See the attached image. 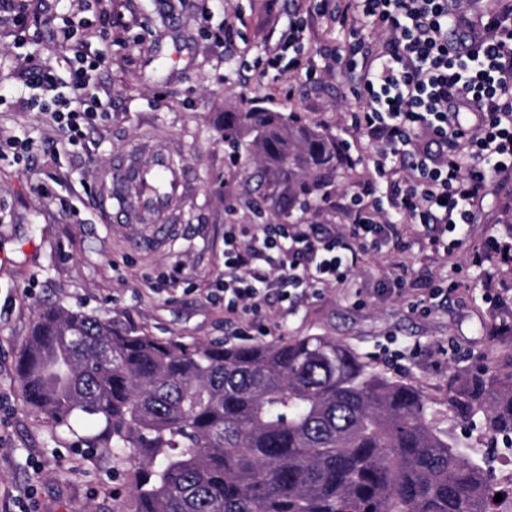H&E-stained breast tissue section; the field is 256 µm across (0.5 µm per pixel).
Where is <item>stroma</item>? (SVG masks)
Returning <instances> with one entry per match:
<instances>
[{
  "mask_svg": "<svg viewBox=\"0 0 512 512\" xmlns=\"http://www.w3.org/2000/svg\"><path fill=\"white\" fill-rule=\"evenodd\" d=\"M112 13V56L102 74L112 103L107 120L88 126L76 145L51 153L49 113L21 108L16 99L31 63L11 51L15 16L27 19L35 63L65 73L66 41L56 17L79 14L81 0H8L0 6V512H133L139 470L123 455H103L79 426L53 431L32 413L16 380V363L36 310L80 309L101 318L183 342L232 341L224 315V227L275 224L265 199L262 164L253 146L233 151L224 141V115L242 103L299 113L321 132L351 142L364 161L324 171L328 193L352 192L370 168L372 147L346 125L352 99L323 46L349 39L330 17L317 18V37L299 49L276 50L288 26L290 0H100ZM237 24L233 41L212 34ZM312 58L316 77L289 70L292 57ZM149 138L178 151L199 194L180 223L105 224L97 211L101 171L122 147ZM27 139L29 158L9 146ZM405 268L384 255L359 253L347 281L282 315L271 300L255 317L250 340L329 336L378 370L416 387L444 427L476 440L449 411L448 377L482 365L493 354L499 371L512 368V264L471 267L473 252L512 239V175L497 178L460 247L435 254L412 225ZM403 275V295H385L384 282ZM448 281L432 299L433 279ZM429 298L420 314L413 300ZM413 344L417 357L397 358Z\"/></svg>",
  "mask_w": 512,
  "mask_h": 512,
  "instance_id": "1",
  "label": "stroma"
}]
</instances>
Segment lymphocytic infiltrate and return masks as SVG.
I'll return each mask as SVG.
<instances>
[{"mask_svg":"<svg viewBox=\"0 0 512 512\" xmlns=\"http://www.w3.org/2000/svg\"><path fill=\"white\" fill-rule=\"evenodd\" d=\"M336 21L354 32L368 21L386 33L325 51L337 62L362 58L352 86L359 104L346 122L376 149L370 176L342 206L343 237L394 258L404 253L406 222L425 229L433 251L462 243L489 181L512 171V0H492L477 14L467 0H346ZM108 59L103 49H77L64 78L35 67L37 92L25 105L54 114L65 143L75 144L84 124L112 110L94 82ZM352 266L315 224L226 225L224 313L249 322L264 289L314 295L344 283Z\"/></svg>","mask_w":512,"mask_h":512,"instance_id":"obj_1","label":"lymphocytic infiltrate"}]
</instances>
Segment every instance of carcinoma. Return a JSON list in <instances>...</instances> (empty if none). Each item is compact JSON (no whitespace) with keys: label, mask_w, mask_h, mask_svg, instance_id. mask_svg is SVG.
<instances>
[{"label":"carcinoma","mask_w":512,"mask_h":512,"mask_svg":"<svg viewBox=\"0 0 512 512\" xmlns=\"http://www.w3.org/2000/svg\"><path fill=\"white\" fill-rule=\"evenodd\" d=\"M224 137L257 148L285 213L336 167V139L291 114L226 112ZM17 377L52 429L92 425L101 451L139 465L137 512H512V488L491 487L418 389L327 336L181 342L49 306ZM448 410L509 447L512 372L449 376Z\"/></svg>","instance_id":"1"}]
</instances>
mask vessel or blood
Here are the masks:
<instances>
[{"label":"vessel or blood","instance_id":"1","mask_svg":"<svg viewBox=\"0 0 512 512\" xmlns=\"http://www.w3.org/2000/svg\"><path fill=\"white\" fill-rule=\"evenodd\" d=\"M196 195L177 152L141 141L119 151L102 172L97 202L108 224H171Z\"/></svg>","mask_w":512,"mask_h":512}]
</instances>
